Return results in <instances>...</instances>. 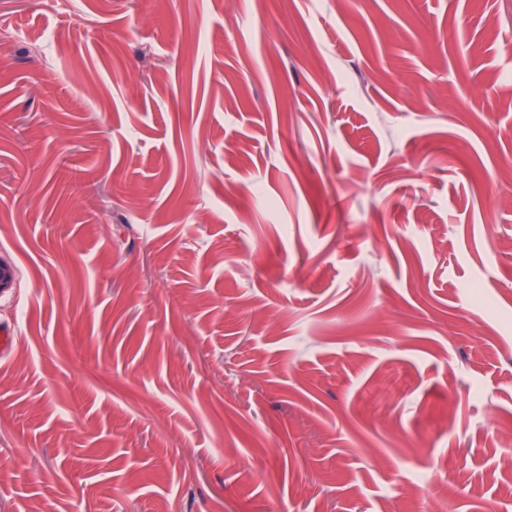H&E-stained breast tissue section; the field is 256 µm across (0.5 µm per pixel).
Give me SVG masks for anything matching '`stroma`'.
Returning <instances> with one entry per match:
<instances>
[{"mask_svg": "<svg viewBox=\"0 0 512 512\" xmlns=\"http://www.w3.org/2000/svg\"><path fill=\"white\" fill-rule=\"evenodd\" d=\"M509 158L512 0H0V512H512Z\"/></svg>", "mask_w": 512, "mask_h": 512, "instance_id": "obj_1", "label": "stroma"}]
</instances>
